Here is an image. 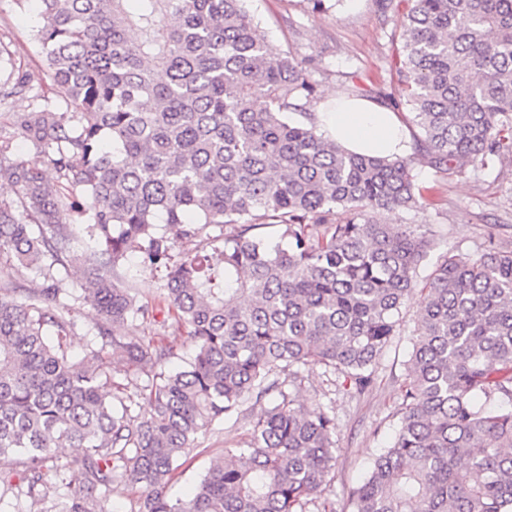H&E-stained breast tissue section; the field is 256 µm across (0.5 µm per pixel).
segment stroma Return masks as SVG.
<instances>
[{
    "instance_id": "1",
    "label": "stroma",
    "mask_w": 512,
    "mask_h": 512,
    "mask_svg": "<svg viewBox=\"0 0 512 512\" xmlns=\"http://www.w3.org/2000/svg\"><path fill=\"white\" fill-rule=\"evenodd\" d=\"M410 5V0H391L385 8L380 0H325L324 9L316 10L310 0H248L247 8L275 51L292 53L306 62L319 94L347 96L361 89L366 99L395 108L413 136L417 129L401 103L402 84L394 65L395 41ZM37 22L36 8L23 11L13 0H0V67L26 75L33 87L48 92L52 81L33 40ZM413 175L425 206L383 213L384 223L413 224L419 232L432 234L438 256L474 258L491 240L512 245V154L487 168L469 165L444 172L419 158ZM123 275L139 300L154 309L153 317L131 327V334L174 345L177 356L169 364L177 366L178 356L191 355L192 347L186 337L162 327L167 305L160 273L140 269L132 256ZM422 301L418 291L406 298L401 325L377 362L374 383L363 393L350 394L343 376L320 367L300 369L289 387L305 409L324 410L336 417L335 476L320 494L333 503L335 512H352V489L401 426L400 387ZM246 438V421L215 422L198 437L185 464L174 473L170 496L190 495L207 468Z\"/></svg>"
}]
</instances>
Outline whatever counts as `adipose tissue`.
Listing matches in <instances>:
<instances>
[{"label": "adipose tissue", "instance_id": "ef3b65f1", "mask_svg": "<svg viewBox=\"0 0 512 512\" xmlns=\"http://www.w3.org/2000/svg\"><path fill=\"white\" fill-rule=\"evenodd\" d=\"M317 119L326 139L356 154L402 155L410 148L397 114L372 101L329 94L320 104Z\"/></svg>", "mask_w": 512, "mask_h": 512}]
</instances>
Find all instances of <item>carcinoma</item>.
I'll use <instances>...</instances> for the list:
<instances>
[{
	"label": "carcinoma",
	"mask_w": 512,
	"mask_h": 512,
	"mask_svg": "<svg viewBox=\"0 0 512 512\" xmlns=\"http://www.w3.org/2000/svg\"><path fill=\"white\" fill-rule=\"evenodd\" d=\"M37 2L54 96L0 80L4 99L31 94L11 125L56 175L10 158L0 131V183L16 189L0 200V456L23 457L16 498L63 487L59 512H104L120 482L141 490L138 512H306L334 477L336 418L303 410L288 380L320 366L356 394L373 383L433 249L410 224L380 223L422 206L413 158L348 152L311 112L290 120L317 85L272 53L246 0ZM411 2L396 65L418 152L438 171L512 153V0ZM264 227L287 246L268 247ZM175 240L194 248L175 255ZM131 255L166 270L168 317L195 346L179 371L164 368L173 346L120 333L149 315L118 280ZM29 272L42 287L12 297ZM423 291L402 425L352 512H512V249L445 254ZM80 299L96 343L74 361ZM108 347L133 391L107 390ZM242 414L232 462L169 497L195 439Z\"/></svg>",
	"instance_id": "cac0c4a2"
}]
</instances>
